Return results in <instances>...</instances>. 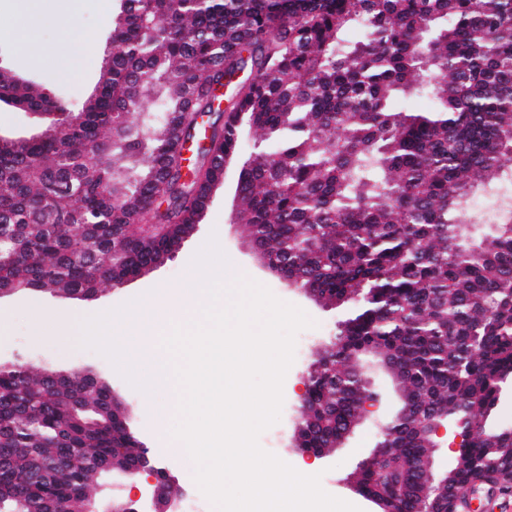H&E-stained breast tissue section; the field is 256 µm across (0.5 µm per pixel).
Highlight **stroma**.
<instances>
[{
    "instance_id": "35a3bbf8",
    "label": "stroma",
    "mask_w": 512,
    "mask_h": 512,
    "mask_svg": "<svg viewBox=\"0 0 512 512\" xmlns=\"http://www.w3.org/2000/svg\"><path fill=\"white\" fill-rule=\"evenodd\" d=\"M25 18L31 19L33 25L28 30L26 44L21 45L14 40L12 32ZM110 20V15L99 9L77 8L73 0H0V65L21 77L39 82L55 94L65 91L78 97L91 93L110 36ZM67 36L78 40L87 51L86 61L76 75L64 74L51 60L55 47ZM237 177V168L227 167L225 179L214 191L207 215L197 231L184 241L171 259L152 272L120 287L105 288L97 299L89 301L32 293L0 296V315L7 319L5 330L0 331V360L17 359L38 372L88 370L105 379L126 408L129 429L175 477L184 495L198 491L193 472L165 448L149 394L131 386L107 357L82 348L79 337L62 336L50 328L42 334H35L31 310L38 306L51 315L69 316L78 322L130 302L147 301L163 288L176 290L183 286L194 255L209 238H216L230 264L268 287L280 300L304 310L315 322L314 327L302 330L296 336L301 348L296 351L284 379L280 419L259 437V444L264 450L282 459L303 462L301 452L291 446L293 421L301 404L298 390L304 372L314 359L317 345L334 336L336 324L343 313L323 307L302 292L286 287L262 265L252 252L248 237L230 222ZM396 409V399L386 397L377 419L365 420L340 448L314 461L312 471L320 475L321 486L328 494L350 498L361 512H378L377 505L370 498L349 488L346 476L359 459L373 451L379 438V423L388 420Z\"/></svg>"
}]
</instances>
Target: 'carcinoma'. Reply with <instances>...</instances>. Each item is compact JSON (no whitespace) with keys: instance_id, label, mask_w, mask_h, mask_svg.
I'll return each instance as SVG.
<instances>
[{"instance_id":"1","label":"carcinoma","mask_w":512,"mask_h":512,"mask_svg":"<svg viewBox=\"0 0 512 512\" xmlns=\"http://www.w3.org/2000/svg\"><path fill=\"white\" fill-rule=\"evenodd\" d=\"M116 2L82 102L0 67V102L62 112L0 149V292L92 300L163 263L235 161L231 223L277 278L347 311L315 352L297 447L358 427L372 357L398 409L349 473L361 489L388 512H454L511 485L512 428L489 417L512 384V216L484 229L463 210L512 163V0ZM73 376L0 369V512L96 509L139 456L110 384ZM437 421L462 442L432 478Z\"/></svg>"}]
</instances>
